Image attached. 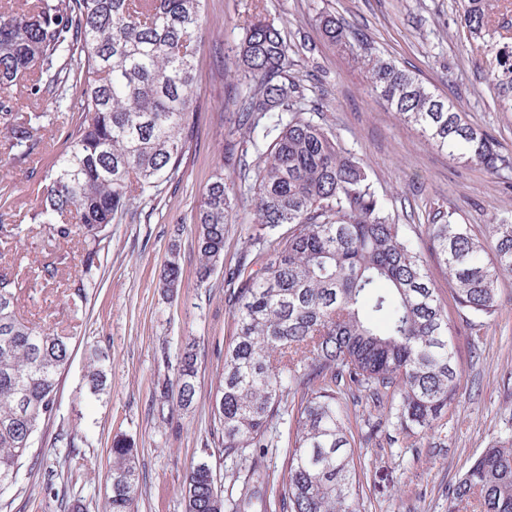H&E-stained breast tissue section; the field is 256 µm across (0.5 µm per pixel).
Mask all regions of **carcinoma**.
Returning a JSON list of instances; mask_svg holds the SVG:
<instances>
[{"mask_svg": "<svg viewBox=\"0 0 512 512\" xmlns=\"http://www.w3.org/2000/svg\"><path fill=\"white\" fill-rule=\"evenodd\" d=\"M203 0H5L0 4V123L5 150L23 166L62 110L64 92L80 88L56 172L42 187L31 221L49 237L78 235L86 247L81 299L100 263L106 228L130 202L170 181L189 149L198 105L194 58L205 19ZM489 0H461L460 24L470 37L489 35ZM324 35L349 49L382 97L437 148L482 165L512 170V157L469 125L454 104L414 72L378 53L336 16L319 19ZM249 92L234 101L248 139L229 142L241 181L253 180L249 223L262 254L238 272L233 292L236 332L215 386L213 421L224 456L251 459L241 486L219 492L209 465L191 467L185 512H360L363 483L355 441L383 433L370 425L359 438L346 424L356 392L373 408L390 406L398 444L435 431L456 397L458 371L448 315L431 286L427 263L403 225L393 223L364 162L347 152L302 104L290 79V47L271 21L255 13L238 46ZM486 72L500 111L512 112V43L496 44ZM32 112H15V95ZM235 181L215 177L194 218L200 283L224 255L228 225L238 223ZM288 227L284 233L283 227ZM494 256L467 224L437 213L427 225L432 255L444 266L458 308L476 318L496 311L502 273L512 272V224L488 225ZM177 246L161 288L177 294ZM16 281L0 275V491L14 484L42 422L57 411L56 392L72 337L31 324L15 311ZM194 354L176 369L175 407L196 396ZM303 394L288 409V396ZM291 435L284 475L264 464ZM107 472L109 512H134L136 449L118 442ZM512 512V439L474 460L451 492L448 512Z\"/></svg>", "mask_w": 512, "mask_h": 512, "instance_id": "carcinoma-1", "label": "carcinoma"}]
</instances>
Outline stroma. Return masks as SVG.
<instances>
[{
    "label": "stroma",
    "instance_id": "35a3bbf8",
    "mask_svg": "<svg viewBox=\"0 0 512 512\" xmlns=\"http://www.w3.org/2000/svg\"><path fill=\"white\" fill-rule=\"evenodd\" d=\"M248 0H203L207 20L194 60L201 104L195 137L174 180L153 199L133 204L102 242L96 283L73 304L68 275L78 270L81 238L52 241L30 220L39 189L65 149L79 115H53V132L22 167L0 153V224L21 225L20 237L0 243V274H18L22 289L17 314L73 337L60 378L57 412L39 428L32 457L17 482L0 495V512H63L56 497L81 490L83 512H108L105 474L110 448L121 439L137 448L140 473L135 512H185L184 481L191 465L205 462L218 485L249 463L224 460L222 434L213 425L214 387L224 368V350L235 332L231 273L255 259L258 248L247 230L232 225L224 236L222 266L206 283L197 280L198 251L193 216L205 186L216 174L232 177L228 140L247 139L229 98L244 94L234 47L242 36ZM290 46L291 76L340 145L363 159L373 187L386 199L396 223L423 255H430L426 226L442 211L464 223L493 250L489 223L512 220V175L448 157L367 89L365 72L319 28L331 13L367 38L383 56L415 72L435 94L450 99L467 122L490 135L512 156V112L499 111L484 80L490 57L485 43L470 39L460 24L459 0H263ZM177 247L181 288L167 298L160 274ZM56 261L60 272L47 281L38 267ZM453 336L458 395L433 438L409 448L381 440L355 448L363 480V512H448L462 474L493 441L512 434V272L498 283L497 310L473 339L466 315L455 305L448 279L430 264ZM197 356L196 397L172 411L174 371L185 347ZM107 353L106 386L91 394L85 375L92 350ZM67 434L71 448L56 445ZM47 456L53 475L35 463Z\"/></svg>",
    "mask_w": 512,
    "mask_h": 512
}]
</instances>
